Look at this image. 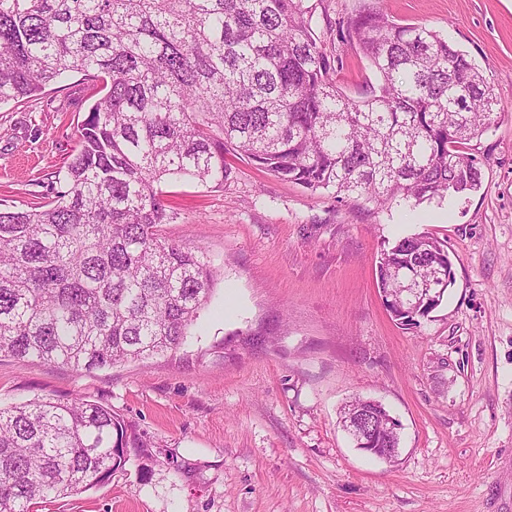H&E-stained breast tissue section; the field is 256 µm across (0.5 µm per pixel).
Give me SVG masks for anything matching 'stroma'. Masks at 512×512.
<instances>
[{"mask_svg":"<svg viewBox=\"0 0 512 512\" xmlns=\"http://www.w3.org/2000/svg\"><path fill=\"white\" fill-rule=\"evenodd\" d=\"M374 4L437 31L493 88L481 189L381 208L236 158L224 186L164 184L176 217L162 238L204 252L215 274L181 347L91 372L0 355L1 406L99 401L130 446L158 454L39 512H512V0H322L315 33L356 100L380 77L336 23ZM94 91L74 76L0 107L1 204L49 197ZM421 232L447 245L454 283L411 324L392 317L377 271L383 249ZM358 396L398 420L395 461L344 431Z\"/></svg>","mask_w":512,"mask_h":512,"instance_id":"obj_1","label":"stroma"}]
</instances>
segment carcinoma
Returning <instances> with one entry per match:
<instances>
[{
	"mask_svg": "<svg viewBox=\"0 0 512 512\" xmlns=\"http://www.w3.org/2000/svg\"><path fill=\"white\" fill-rule=\"evenodd\" d=\"M317 0H0V105L74 75L100 83L60 190L0 208V354L76 371L180 348L213 292L203 253L160 239L162 184L224 185L226 156L338 200L383 207L482 187L474 142L499 118L481 71L436 31L368 7L341 39L380 74L345 97L312 28ZM454 282L447 246L418 233L383 250L390 312L423 316L406 288ZM374 420L378 448L399 434ZM124 421L101 402L0 407V512H36L123 468Z\"/></svg>",
	"mask_w": 512,
	"mask_h": 512,
	"instance_id": "cac0c4a2",
	"label": "carcinoma"
}]
</instances>
